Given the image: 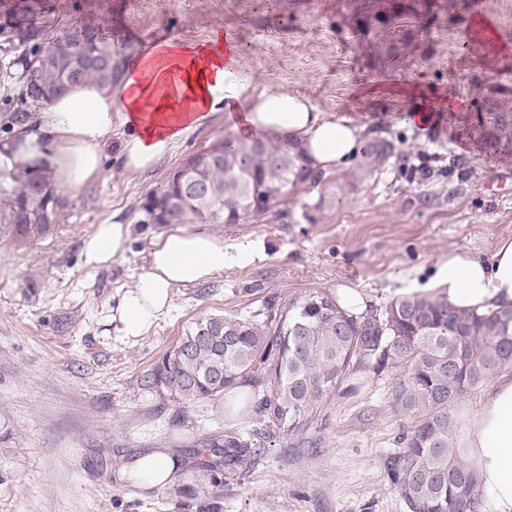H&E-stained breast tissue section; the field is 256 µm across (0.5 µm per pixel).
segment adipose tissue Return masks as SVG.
<instances>
[{
  "label": "adipose tissue",
  "instance_id": "ef3b65f1",
  "mask_svg": "<svg viewBox=\"0 0 512 512\" xmlns=\"http://www.w3.org/2000/svg\"><path fill=\"white\" fill-rule=\"evenodd\" d=\"M224 51L223 36L214 35L202 50L207 65L187 73L183 83H167L151 113L146 107L154 96L145 72L164 59L163 52L151 48L130 62L114 87L90 82L68 87L50 100L34 124L0 145V174L9 175L21 164L45 167L60 190L74 194L106 177L104 161L111 154L126 171L151 170L216 112L223 113L235 136L298 140L319 170L348 166L361 154L362 126L321 110L308 97L258 88L253 76L234 70ZM128 242V225H97L84 241L87 264L100 266L123 257ZM258 252L253 246L227 254L223 237L206 229L170 232L155 244L138 285L118 304L122 336L135 338L148 331L170 307L175 288L223 274L229 265L249 264ZM435 291L449 305L480 313L512 306V240L500 242L487 263L461 249L450 251ZM465 439L482 501L491 512H512V377L492 382L466 422ZM176 468L169 449L155 448L125 466L120 477L163 487Z\"/></svg>",
  "mask_w": 512,
  "mask_h": 512
}]
</instances>
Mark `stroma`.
Segmentation results:
<instances>
[{"label": "stroma", "instance_id": "stroma-1", "mask_svg": "<svg viewBox=\"0 0 512 512\" xmlns=\"http://www.w3.org/2000/svg\"><path fill=\"white\" fill-rule=\"evenodd\" d=\"M80 17L142 51L156 41L206 45L219 32L237 46L238 71L259 86L299 93L320 109L366 125L394 153L377 167L356 158L317 184L286 190L263 218L215 224L224 249L261 243L262 255L205 282L175 289L171 309L147 333L125 339L112 315L137 285L155 242L143 198L184 159L224 136L223 113L183 140L153 171L125 172L63 194L58 222L24 238L0 223V512H406L383 459L403 416L397 375L352 371V390L331 396L310 435L224 470L209 498L118 481L150 448L172 449L177 483L196 478L198 448L234 425L224 399L181 406L139 390V377L203 313L243 312L270 297L292 299L349 287L381 307L429 282L461 248L490 260L512 238V152L484 150L478 116L512 107V0H78ZM489 16L496 45L475 31ZM0 106L19 105L26 47L4 51ZM435 115L410 124L412 105ZM505 179L494 196L489 181ZM130 225L129 249L87 265L84 240L111 219Z\"/></svg>", "mask_w": 512, "mask_h": 512}]
</instances>
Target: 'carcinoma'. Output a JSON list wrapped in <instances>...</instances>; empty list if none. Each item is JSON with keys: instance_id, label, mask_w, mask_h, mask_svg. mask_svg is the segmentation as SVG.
<instances>
[{"instance_id": "cac0c4a2", "label": "carcinoma", "mask_w": 512, "mask_h": 512, "mask_svg": "<svg viewBox=\"0 0 512 512\" xmlns=\"http://www.w3.org/2000/svg\"><path fill=\"white\" fill-rule=\"evenodd\" d=\"M14 32L30 44L18 60L22 79L40 72V85L23 84L22 106H6L3 124L24 126L58 90L93 81L116 85L124 61L114 57L106 20L66 21L65 42L45 48L50 23L41 0H14ZM483 147L512 145V115L493 113L478 133ZM199 153L192 183L164 181L140 204L157 200L165 224H237L267 215L283 190L319 176L299 143L229 135ZM389 143L369 142L366 164H381ZM4 219L28 237L55 223L61 201L48 170L18 167ZM266 206L252 210L255 196ZM512 367V307L478 314L457 309L435 293L403 295L381 308L353 313L325 292L294 299L271 296L245 313L206 314L194 319L177 344L139 379V389L162 400L194 404L225 395V412L257 427L224 435V446L198 453L200 478L183 484L188 497L219 485L221 461L241 465L281 435L308 439L327 399L350 371L387 370L398 377L390 395L407 424L399 447L384 457V470L406 512H482L475 472L459 443L455 409L494 375Z\"/></svg>"}]
</instances>
